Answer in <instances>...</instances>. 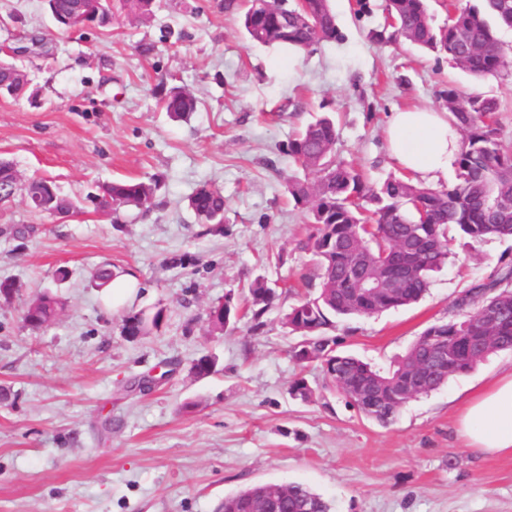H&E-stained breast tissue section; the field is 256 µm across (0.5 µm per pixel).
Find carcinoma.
Returning <instances> with one entry per match:
<instances>
[{"mask_svg": "<svg viewBox=\"0 0 512 512\" xmlns=\"http://www.w3.org/2000/svg\"><path fill=\"white\" fill-rule=\"evenodd\" d=\"M77 0H47L53 21L67 14ZM310 14L298 5L285 6L284 0H246L241 22L248 39L258 45H293L311 52L323 41L336 38L335 15L329 0H313ZM387 27L375 33L379 41L404 39L422 49L442 53L457 67L475 78L495 76L512 69V57L498 37L501 28H512V0H481L455 7L448 23L432 25L427 0H387ZM443 105L463 133L457 161L456 182L433 188L413 182L406 176H389L380 183L369 182L351 165L336 161V125L322 115L305 125L288 141L286 153L303 170L313 174L291 176L285 189L295 205L308 209L311 229L299 243L311 256L318 270L315 292L301 298L282 316V323L309 342V351L292 356L300 363H316L330 386L349 399L360 414L381 424L394 421L403 404L391 392L370 394L367 388L378 379L397 383L412 359L431 365L434 356L422 344H413L388 373L370 368L347 355L331 356L335 338L328 331L336 320L369 316L390 308L416 302L429 287L430 274L449 255L448 225L452 224L472 242L489 236L512 238V150L497 137L495 99L480 94L463 95L454 88L441 93ZM161 105L174 121H181L197 110V98L180 86L164 89ZM103 204L117 213L123 208L149 207L157 184L139 180L115 181L101 186ZM51 207L81 211V202L64 196L58 186L50 195ZM188 207L211 231L224 232V195L203 184L188 198ZM431 223H421V211ZM380 273L396 282V288L373 302L356 284L367 273ZM485 287L492 292L479 298L465 297L461 305L473 303L476 310L460 320L435 323L431 332L444 338L450 349L448 359L459 363L462 373L473 370L479 361L467 359L454 348L455 338L467 336L480 320L485 305L500 307L510 322L494 335L498 341L490 352L512 350V269ZM248 311L252 329L263 326L262 318L278 299L276 287L263 277L248 288ZM63 308L56 296L42 294L22 313L23 323L38 329ZM240 306L234 296L210 307L208 322L212 331L234 328ZM163 310L153 315L125 319L130 336H143L159 327ZM269 512H331L329 503L318 493L299 484L275 485Z\"/></svg>", "mask_w": 512, "mask_h": 512, "instance_id": "1", "label": "carcinoma"}]
</instances>
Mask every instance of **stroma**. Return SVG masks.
Masks as SVG:
<instances>
[{
    "label": "stroma",
    "instance_id": "stroma-1",
    "mask_svg": "<svg viewBox=\"0 0 512 512\" xmlns=\"http://www.w3.org/2000/svg\"><path fill=\"white\" fill-rule=\"evenodd\" d=\"M44 0H0V59L16 57L38 103L0 99V159L22 178L52 180L71 197L116 179L157 181L149 211L105 217L92 207L59 219L23 196L0 204V512H219L260 483H302L332 512H512V459L465 446L457 410L474 387L512 370V351L409 401L379 424L300 365L298 335L281 317L315 270L298 247L307 211L284 180L303 171L282 147L316 116L336 120L337 160L379 181L401 169L386 127L398 108H440L456 87L494 98L497 137L512 148V72L480 80L446 56L374 39L384 0H330L336 39L305 56L251 43L224 0H156L143 20L59 33ZM183 86L197 112L171 120L157 84ZM224 194V231L188 209L202 183ZM26 226L24 237L13 230ZM452 255L416 304L340 321L335 349L386 370L433 323L460 318L475 286L512 267V239L468 244L449 228ZM133 275L136 295L113 305L96 266ZM68 273L57 281V270ZM264 276L279 301L251 331H211L213 303ZM64 308L40 330L23 309L40 294ZM163 310L138 337L126 317ZM217 360L199 378L200 355ZM306 378L315 395L292 398Z\"/></svg>",
    "mask_w": 512,
    "mask_h": 512
}]
</instances>
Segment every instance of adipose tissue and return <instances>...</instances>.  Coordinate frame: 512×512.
Listing matches in <instances>:
<instances>
[{
    "instance_id": "ef3b65f1",
    "label": "adipose tissue",
    "mask_w": 512,
    "mask_h": 512,
    "mask_svg": "<svg viewBox=\"0 0 512 512\" xmlns=\"http://www.w3.org/2000/svg\"><path fill=\"white\" fill-rule=\"evenodd\" d=\"M386 135L392 158L415 179L438 181L457 161L460 133L448 113L396 110ZM458 426L466 447L489 457H512V371L462 401Z\"/></svg>"
}]
</instances>
